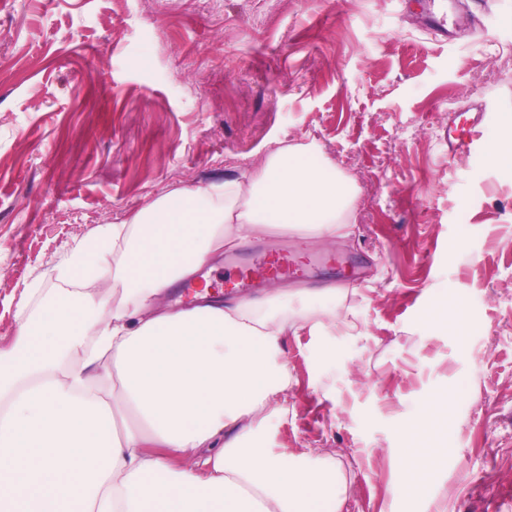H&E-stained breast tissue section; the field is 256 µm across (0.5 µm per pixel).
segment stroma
I'll list each match as a JSON object with an SVG mask.
<instances>
[{"label": "stroma", "mask_w": 512, "mask_h": 512, "mask_svg": "<svg viewBox=\"0 0 512 512\" xmlns=\"http://www.w3.org/2000/svg\"><path fill=\"white\" fill-rule=\"evenodd\" d=\"M470 10L479 34L443 42L404 0H0V343L97 225L314 140L360 188L351 236L247 246L365 267L344 305L366 335L288 336L259 435L342 461L343 512H512V162L444 138L459 112L495 113L493 143L512 118V0ZM444 397L417 492L396 450Z\"/></svg>", "instance_id": "stroma-1"}]
</instances>
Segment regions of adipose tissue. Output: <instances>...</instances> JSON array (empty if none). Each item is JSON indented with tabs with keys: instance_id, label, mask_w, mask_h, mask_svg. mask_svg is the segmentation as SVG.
<instances>
[{
	"instance_id": "adipose-tissue-1",
	"label": "adipose tissue",
	"mask_w": 512,
	"mask_h": 512,
	"mask_svg": "<svg viewBox=\"0 0 512 512\" xmlns=\"http://www.w3.org/2000/svg\"><path fill=\"white\" fill-rule=\"evenodd\" d=\"M359 194L319 145L281 141L256 169L98 225L0 347V512H342L341 463L275 453L253 423L292 385L285 338L328 333L343 289L165 300L271 228L350 236ZM416 431L426 447L399 450L411 487L439 454L427 415Z\"/></svg>"
}]
</instances>
